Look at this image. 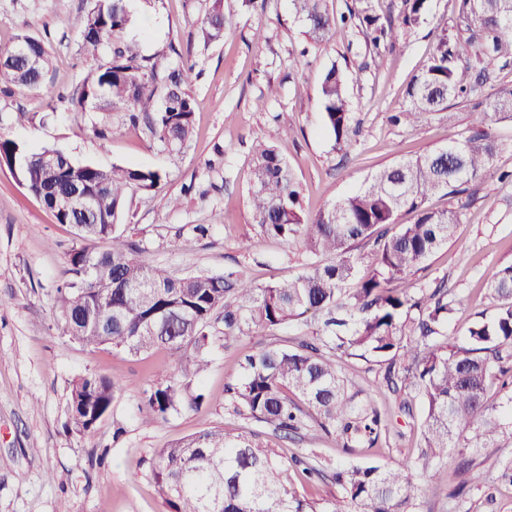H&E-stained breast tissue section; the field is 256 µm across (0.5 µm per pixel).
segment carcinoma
<instances>
[{"label": "carcinoma", "mask_w": 512, "mask_h": 512, "mask_svg": "<svg viewBox=\"0 0 512 512\" xmlns=\"http://www.w3.org/2000/svg\"><path fill=\"white\" fill-rule=\"evenodd\" d=\"M404 2L402 24L419 23L427 0ZM294 8L308 41L348 37V20L329 12L325 0H294ZM130 22L127 0H94L74 22L84 53L110 51L84 81L77 105L83 112H126L166 149L181 151L194 133L195 64L183 59L159 69L126 38ZM359 22L376 49L394 36L392 25L380 23L369 7ZM201 32L207 41L223 37L221 0H214ZM22 42L37 59L32 70L17 58ZM49 62L43 40L18 37L0 48V88H38ZM507 67H512V0H459L454 31L437 35L428 65L407 88L406 108L392 121L417 126L447 110L448 102L461 100L472 105V133L383 168L357 192L314 214L305 212L288 163L274 147L258 144L250 189L255 222L315 256H335L332 263H313L295 278L263 287L231 273L176 277L141 257L120 221L130 192L158 187L159 171L62 160L48 170L43 157L50 148L32 150L0 137V156L17 161L18 178L58 223L76 229L78 247L68 258L74 279L59 289L61 315L74 342L133 356L165 348L197 375L207 366L203 349L216 313L223 314L226 336L243 324L270 336L309 314L313 323H303V330H311L310 337L290 347L269 343L245 358L240 380L225 386L235 412L285 435L315 425L343 448L376 447L387 437L383 412L341 375L338 362L344 356L375 359L379 385L408 415H413L410 397L420 400L424 420L417 455L390 467L338 468L334 480L340 493L325 500L299 494L288 480V464L255 433L214 429L162 448L152 476L167 512H417L412 470L427 469L450 451L471 482L482 483V474L473 472L471 449L499 448L501 438L512 439V264L488 273L495 314L469 326L461 346L449 344L443 329L463 299L448 298L440 285L415 287L409 276L454 238L460 222L458 210H430L428 199L465 193L498 150L490 126L512 120V87H496ZM319 108L336 147L348 145L354 117L334 66L322 75ZM76 183L93 199L92 211L72 197ZM404 210L417 213L415 223L398 224ZM103 241L108 249L97 250ZM189 383L174 376L159 383L145 398V418L151 422L182 407ZM116 392L104 375L75 378L68 402L73 430L92 436ZM293 464L302 467L308 482L324 477L321 464L298 457Z\"/></svg>", "instance_id": "cac0c4a2"}]
</instances>
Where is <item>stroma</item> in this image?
Returning a JSON list of instances; mask_svg holds the SVG:
<instances>
[{
    "label": "stroma",
    "mask_w": 512,
    "mask_h": 512,
    "mask_svg": "<svg viewBox=\"0 0 512 512\" xmlns=\"http://www.w3.org/2000/svg\"><path fill=\"white\" fill-rule=\"evenodd\" d=\"M212 0H128L127 35L143 55L171 67L190 52L195 65L191 91L198 104L188 148L165 149L120 112H81L75 96L96 68L78 46L73 21L91 0H0V47L17 36L45 41L51 63L34 92L0 91V136L27 147H52L78 163L161 171L154 190L128 199L125 224L131 241L150 263L174 276L235 272L266 285L302 273L314 257L301 247L268 237L254 220L249 193L252 147L273 145L288 162L306 211L315 212L358 190L394 161L444 146L467 135L465 104H451L418 127L397 126L391 117L405 104V91L424 68L437 34L452 29L458 0H428L423 21L398 27L396 38L374 51L360 29L348 40L306 44L292 0H266L246 10L242 0H223L224 36L206 43L199 20ZM345 78L357 123L350 146L337 150L326 132L317 99L325 70ZM108 127V139L97 128ZM499 150L475 183L472 198L432 197L429 208H458L454 239L416 272L417 284L446 281L449 295L468 298L448 324V339L464 343L474 321L492 316L495 303L485 288L486 270L512 263V121L494 124ZM209 227L206 237L195 225ZM73 228L51 213L0 166V512H165L151 470L160 448L208 429L230 434L265 431V424L236 415L224 395L227 381L240 377L245 355L266 337L247 332L225 339L224 322L210 330L208 368L190 390L204 394L200 408L183 406L146 421L147 391L181 369L164 350L132 356L119 349L88 350L64 332L58 287L68 278V255L76 246ZM343 375L373 394L386 411L389 436L378 448L347 451L316 427L289 439H271L281 458L313 455L323 464H395L420 439V418L398 409L393 395L378 390L379 367L370 358L341 359ZM85 373L108 376L119 391L93 437L67 427L72 381ZM471 457L486 481L469 485L452 463L433 488L422 470L413 480L418 512H512V486L499 483V453L475 449ZM466 484L464 497L448 491Z\"/></svg>",
    "instance_id": "obj_1"
}]
</instances>
